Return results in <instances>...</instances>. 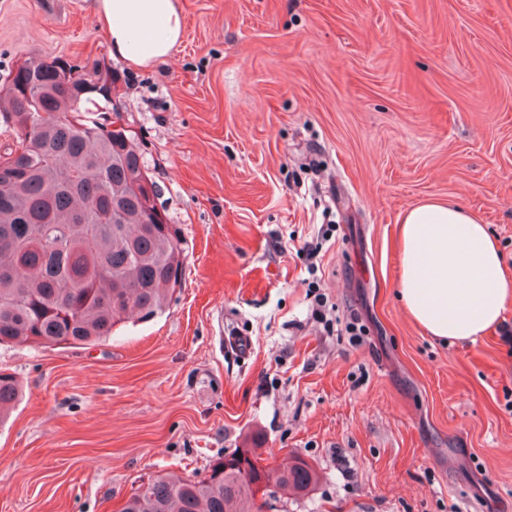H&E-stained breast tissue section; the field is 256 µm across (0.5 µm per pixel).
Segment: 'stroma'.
<instances>
[{"label": "stroma", "instance_id": "stroma-1", "mask_svg": "<svg viewBox=\"0 0 512 512\" xmlns=\"http://www.w3.org/2000/svg\"><path fill=\"white\" fill-rule=\"evenodd\" d=\"M179 4L181 43L137 68L93 0H0V79L32 56L116 73L185 248L164 314L0 346L23 385L0 512H120L254 446L320 475L274 512H512V303L476 341L437 340L398 297L396 249L407 209L450 200L512 266V0ZM242 334L244 359L224 347Z\"/></svg>", "mask_w": 512, "mask_h": 512}]
</instances>
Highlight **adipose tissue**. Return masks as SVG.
<instances>
[{"label": "adipose tissue", "instance_id": "1", "mask_svg": "<svg viewBox=\"0 0 512 512\" xmlns=\"http://www.w3.org/2000/svg\"><path fill=\"white\" fill-rule=\"evenodd\" d=\"M96 21L114 55L147 67L180 43L178 0H96ZM400 299L429 335L473 341L497 327L512 300V268L485 224L465 207L430 200L400 219Z\"/></svg>", "mask_w": 512, "mask_h": 512}]
</instances>
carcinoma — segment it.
I'll return each mask as SVG.
<instances>
[{
    "label": "carcinoma",
    "instance_id": "obj_1",
    "mask_svg": "<svg viewBox=\"0 0 512 512\" xmlns=\"http://www.w3.org/2000/svg\"><path fill=\"white\" fill-rule=\"evenodd\" d=\"M24 63L8 73L19 92L0 96V122L14 134L0 153V345H91L135 313L145 320L166 310L182 279L183 239L166 216L146 223L135 133L105 129L94 110L112 104L76 91L103 74L100 64ZM20 392L1 371L0 418ZM260 461L258 449L237 448L203 479L158 476L122 512H262ZM318 480L295 459L277 488L304 496Z\"/></svg>",
    "mask_w": 512,
    "mask_h": 512
}]
</instances>
